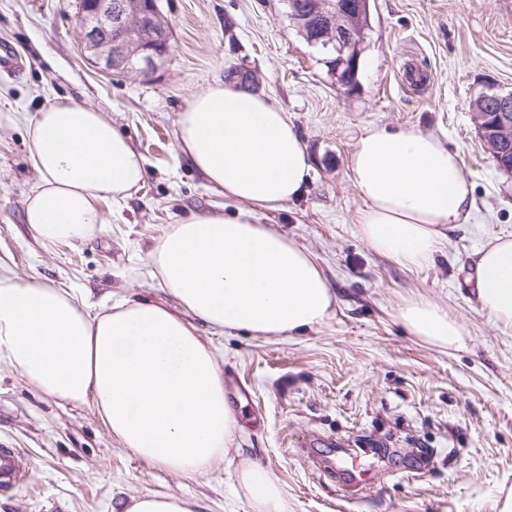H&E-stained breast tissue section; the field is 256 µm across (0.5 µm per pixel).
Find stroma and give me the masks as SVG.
Here are the masks:
<instances>
[{
    "label": "stroma",
    "instance_id": "obj_1",
    "mask_svg": "<svg viewBox=\"0 0 512 512\" xmlns=\"http://www.w3.org/2000/svg\"><path fill=\"white\" fill-rule=\"evenodd\" d=\"M170 53L148 76L87 60L76 0H0V273L71 293L89 312L122 297L169 303L148 274L149 252L171 224L241 205L208 187L182 155L177 114L189 93L242 70L280 106L313 170L304 193L260 224L304 246L335 296L326 321L296 336L200 327L247 388L231 400L232 450L187 478L123 448L89 406H59L0 363V446L17 449L29 478L0 492V512H125L133 498L178 493L198 512H249L242 462L282 486L287 512H500L512 491V326L475 289L474 254L512 236V173L500 170L473 121L484 91H512V0H373L355 89L339 85L297 31L285 0H160ZM69 95L107 112L146 160L142 187L102 204L93 237L45 245L25 221L39 175L29 122ZM414 128L456 152L474 181L472 217L446 230L434 263L407 269L361 238L362 201L347 163L368 127ZM427 297L462 324L466 344L442 349L398 320L403 298ZM365 473L356 499L339 485Z\"/></svg>",
    "mask_w": 512,
    "mask_h": 512
}]
</instances>
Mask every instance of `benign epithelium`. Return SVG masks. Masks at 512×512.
<instances>
[{"instance_id": "1", "label": "benign epithelium", "mask_w": 512, "mask_h": 512, "mask_svg": "<svg viewBox=\"0 0 512 512\" xmlns=\"http://www.w3.org/2000/svg\"><path fill=\"white\" fill-rule=\"evenodd\" d=\"M370 0L351 6L345 0H316L311 13L297 18L303 28L324 21L320 40L334 56L336 72L357 78L364 19ZM81 44L90 58L114 73L152 74L169 54V36L159 0H78ZM474 113L477 133L487 151L500 157L512 146V91H492Z\"/></svg>"}]
</instances>
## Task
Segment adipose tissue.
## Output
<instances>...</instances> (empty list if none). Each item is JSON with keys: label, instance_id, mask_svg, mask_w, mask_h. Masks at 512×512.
Returning a JSON list of instances; mask_svg holds the SVG:
<instances>
[{"label": "adipose tissue", "instance_id": "obj_1", "mask_svg": "<svg viewBox=\"0 0 512 512\" xmlns=\"http://www.w3.org/2000/svg\"><path fill=\"white\" fill-rule=\"evenodd\" d=\"M176 125L192 166L244 208L185 216L155 242L149 273L174 306L121 298L92 315L52 285L0 278V363L60 405L91 406L136 457L192 477L229 454L238 426L198 324L301 334L329 318L335 298L310 254L256 219L299 198L310 180V157L285 112L224 80L191 93ZM28 148L40 180L25 221L47 245L95 234L101 203L124 202L143 182V158L109 114L69 97L37 112ZM347 178L363 203L362 239L405 268L430 264L442 225L471 217L472 184L458 155L417 129H366ZM474 267L482 304L512 325V238L488 239ZM398 318L429 344L465 345L459 321L425 297L404 299ZM238 483L251 512H285L283 488L261 467L242 463Z\"/></svg>", "mask_w": 512, "mask_h": 512}]
</instances>
